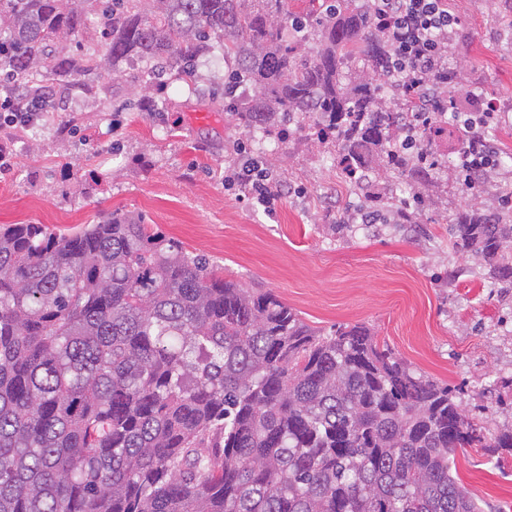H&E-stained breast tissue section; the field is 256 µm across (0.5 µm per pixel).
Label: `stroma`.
Wrapping results in <instances>:
<instances>
[{"mask_svg": "<svg viewBox=\"0 0 512 512\" xmlns=\"http://www.w3.org/2000/svg\"><path fill=\"white\" fill-rule=\"evenodd\" d=\"M448 8L462 20L449 66L465 88L512 107V0H448ZM228 68L222 54L201 58L194 84L169 83L142 102L132 63L17 132L0 171V226L65 231L113 212L142 217L226 278L272 291L312 327L366 324L417 373L458 389L486 430L512 424V391L497 387L512 377V291L448 239L458 210L496 207L512 191V125L489 132L501 165L478 190L461 188L446 151L426 183L380 166L362 185L306 132L246 137L210 96ZM242 139L265 157L273 182L288 186L273 212L238 197ZM369 190L382 211L421 198L419 224L344 223ZM455 463L459 483L494 512H512V455L469 448Z\"/></svg>", "mask_w": 512, "mask_h": 512, "instance_id": "obj_1", "label": "stroma"}]
</instances>
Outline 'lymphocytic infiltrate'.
Returning <instances> with one entry per match:
<instances>
[{
    "label": "lymphocytic infiltrate",
    "mask_w": 512,
    "mask_h": 512,
    "mask_svg": "<svg viewBox=\"0 0 512 512\" xmlns=\"http://www.w3.org/2000/svg\"><path fill=\"white\" fill-rule=\"evenodd\" d=\"M376 26L392 50V69L403 92L417 98L427 84H435L437 97L423 111L425 120L446 115L459 128L478 129L479 135L455 158V172L464 187H471L474 176L486 175L497 161L485 138L486 130L512 120L498 111L494 101L481 102L472 111L444 113L449 98H461L456 73L447 64L448 41L461 21L448 9V0H375ZM244 197L265 208H272L280 193L270 180L261 156L244 153L238 171Z\"/></svg>",
    "instance_id": "f902f5d3"
}]
</instances>
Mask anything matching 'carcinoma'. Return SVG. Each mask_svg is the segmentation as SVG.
<instances>
[{"mask_svg": "<svg viewBox=\"0 0 512 512\" xmlns=\"http://www.w3.org/2000/svg\"><path fill=\"white\" fill-rule=\"evenodd\" d=\"M302 2L0 0V90L53 110L124 61L147 89L218 49L242 130L305 128L349 175L377 161L425 181L418 156L468 147L444 126L398 148L411 100L371 0ZM89 22L102 59L67 50ZM449 234L512 288V215L469 205ZM457 393L138 217L0 229V512H484L456 452H512V425L484 437Z\"/></svg>", "mask_w": 512, "mask_h": 512, "instance_id": "cac0c4a2", "label": "carcinoma"}]
</instances>
